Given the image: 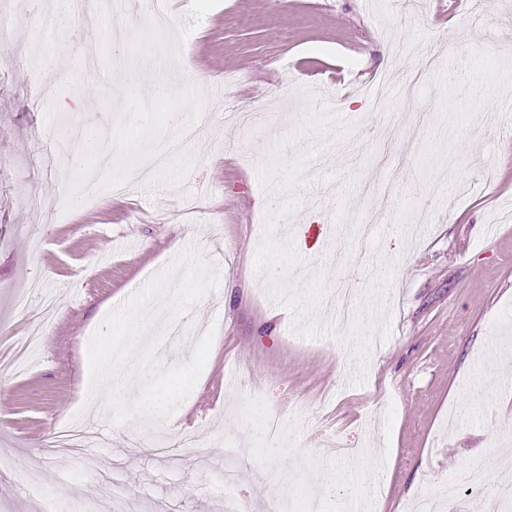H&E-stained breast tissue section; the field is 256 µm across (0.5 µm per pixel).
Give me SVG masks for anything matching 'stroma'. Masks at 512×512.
I'll use <instances>...</instances> for the list:
<instances>
[{"label":"stroma","mask_w":512,"mask_h":512,"mask_svg":"<svg viewBox=\"0 0 512 512\" xmlns=\"http://www.w3.org/2000/svg\"><path fill=\"white\" fill-rule=\"evenodd\" d=\"M57 8L0 0L11 30L0 64V456L30 468L53 512H112L116 486L127 512H222L230 445L248 512L288 499L293 479L318 494L320 512H338L346 496L367 495L345 476L366 464L386 473L378 512H410L479 467L485 487L450 512L490 501L508 471L492 458L512 437V0H169L162 29L138 11L104 16L92 61L77 51L88 29L78 14L47 78L31 28L52 36ZM426 53L438 66L401 122L368 111L364 91ZM183 57L193 72L180 77L182 93H168ZM228 99L260 122L225 123ZM310 109L354 130L324 139L299 208L272 233L300 255L299 280L323 269L333 284L351 277L364 298L393 268L388 326L372 332L359 386L345 347L294 332L254 267L264 215L284 199L256 171L286 134L283 163L322 140L302 127ZM201 113L202 138L150 181L110 189ZM360 224L375 227L371 241ZM192 243L219 285L159 354L188 361L212 327L206 366L170 418L112 426L102 401L85 402L88 341ZM256 403L277 409L278 440L249 423ZM56 420L95 427L99 445L80 460L49 452ZM151 433L203 445H184L172 463L142 445Z\"/></svg>","instance_id":"obj_1"}]
</instances>
